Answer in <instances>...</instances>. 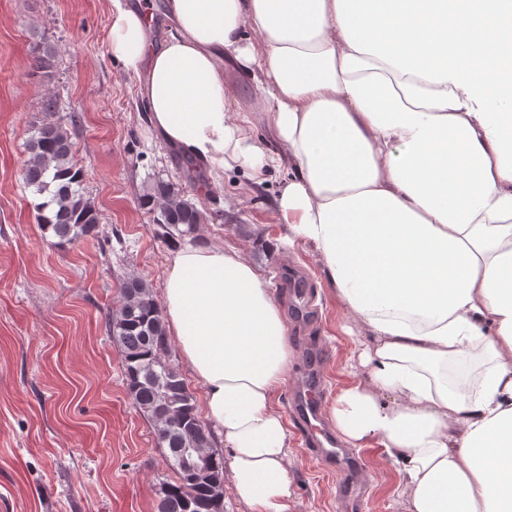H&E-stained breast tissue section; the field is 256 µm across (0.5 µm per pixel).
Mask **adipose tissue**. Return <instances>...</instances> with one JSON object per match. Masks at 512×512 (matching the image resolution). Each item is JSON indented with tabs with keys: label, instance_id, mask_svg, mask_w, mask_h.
Returning <instances> with one entry per match:
<instances>
[{
	"label": "adipose tissue",
	"instance_id": "obj_1",
	"mask_svg": "<svg viewBox=\"0 0 512 512\" xmlns=\"http://www.w3.org/2000/svg\"><path fill=\"white\" fill-rule=\"evenodd\" d=\"M169 33L111 0L107 50L163 145L262 184L368 340L328 418L376 439L405 512H512V0H166ZM252 74L265 142L224 68ZM164 324L204 387L254 512H288L275 399L292 350L259 268L195 238L166 260Z\"/></svg>",
	"mask_w": 512,
	"mask_h": 512
}]
</instances>
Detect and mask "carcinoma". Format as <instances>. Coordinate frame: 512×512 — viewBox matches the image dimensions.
I'll use <instances>...</instances> for the list:
<instances>
[{
  "label": "carcinoma",
  "mask_w": 512,
  "mask_h": 512,
  "mask_svg": "<svg viewBox=\"0 0 512 512\" xmlns=\"http://www.w3.org/2000/svg\"><path fill=\"white\" fill-rule=\"evenodd\" d=\"M56 55L44 46L34 56L33 74L44 78L53 75ZM29 161L23 172L25 187L39 198L34 204L38 220L52 230L58 244L74 245L98 233L100 215L86 197L83 170L73 161L71 134L63 122H41L34 125L27 142ZM142 204L157 210L154 233L164 241L195 232L203 215L197 206L185 199L170 181L155 178L142 196ZM120 297L131 293L135 304H125L113 314L109 325L116 328L113 339L123 354L124 383L134 404L153 422L168 410L188 420V427L156 435L159 445L175 454L187 446L213 448L208 429L199 423L192 394L177 369L170 364L171 345L158 302L141 279H125ZM160 512H186L191 500L194 512H217L211 499L210 486L188 473L179 472L161 484Z\"/></svg>",
  "instance_id": "cac0c4a2"
}]
</instances>
